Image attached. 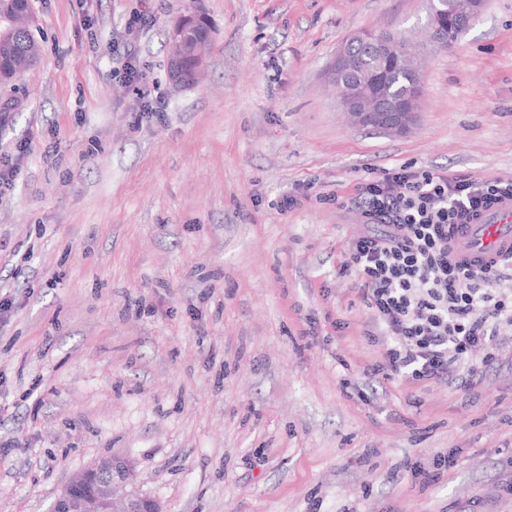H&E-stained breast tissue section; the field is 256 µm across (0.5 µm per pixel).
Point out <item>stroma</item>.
I'll return each mask as SVG.
<instances>
[{
	"instance_id": "stroma-1",
	"label": "stroma",
	"mask_w": 512,
	"mask_h": 512,
	"mask_svg": "<svg viewBox=\"0 0 512 512\" xmlns=\"http://www.w3.org/2000/svg\"><path fill=\"white\" fill-rule=\"evenodd\" d=\"M32 3L42 55L0 132V512L112 456L162 512H512V325L497 363L469 353L473 392L369 378L382 341L340 271L357 184L512 180V0L445 48L430 0ZM196 11L206 74L178 88L166 30ZM365 30L419 47L405 134L351 126L323 80Z\"/></svg>"
}]
</instances>
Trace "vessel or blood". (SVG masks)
Instances as JSON below:
<instances>
[{
  "label": "vessel or blood",
  "instance_id": "b4317fda",
  "mask_svg": "<svg viewBox=\"0 0 512 512\" xmlns=\"http://www.w3.org/2000/svg\"><path fill=\"white\" fill-rule=\"evenodd\" d=\"M453 261L478 269L512 259V199L504 197L453 225L448 239Z\"/></svg>",
  "mask_w": 512,
  "mask_h": 512
}]
</instances>
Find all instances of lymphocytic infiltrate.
I'll return each instance as SVG.
<instances>
[{
  "mask_svg": "<svg viewBox=\"0 0 512 512\" xmlns=\"http://www.w3.org/2000/svg\"><path fill=\"white\" fill-rule=\"evenodd\" d=\"M366 223L379 235L352 240L346 271L387 338L392 374L412 383L472 385L470 350L498 349V330L512 324V265L481 270L448 257V230L465 214L500 197L512 181L480 180L402 165L358 184Z\"/></svg>",
  "mask_w": 512,
  "mask_h": 512,
  "instance_id": "1",
  "label": "lymphocytic infiltrate"
}]
</instances>
